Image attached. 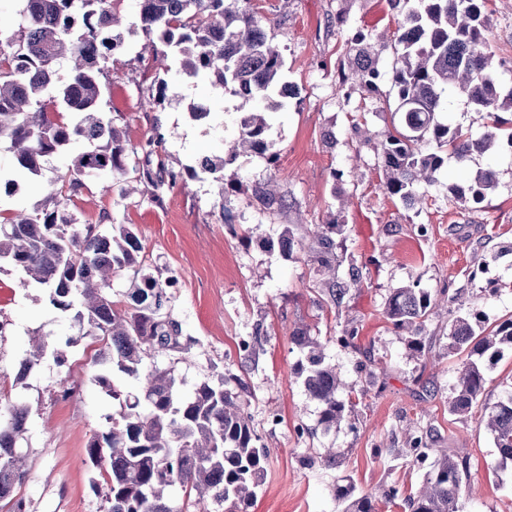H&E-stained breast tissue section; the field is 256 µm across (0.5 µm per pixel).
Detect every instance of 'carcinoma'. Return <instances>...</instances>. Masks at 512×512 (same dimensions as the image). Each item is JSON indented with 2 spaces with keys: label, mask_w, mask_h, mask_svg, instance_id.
I'll use <instances>...</instances> for the list:
<instances>
[{
  "label": "carcinoma",
  "mask_w": 512,
  "mask_h": 512,
  "mask_svg": "<svg viewBox=\"0 0 512 512\" xmlns=\"http://www.w3.org/2000/svg\"><path fill=\"white\" fill-rule=\"evenodd\" d=\"M17 15L0 8L8 23L0 24V145L11 153L13 167L0 173L10 187L14 176L38 178L53 158L72 144L85 149L65 172H56L41 206L29 213L0 210V271L21 274L20 286L36 284L55 310L72 316L94 346V383L120 407L119 417L105 416L102 430L86 448L88 465L103 473L91 488L102 496L104 512H182L172 505L175 489L195 496L201 512H251L268 461L251 418L241 403L247 384L238 375L219 374L198 385L190 395L181 390L174 367L144 368L146 357L189 353L182 342L181 324L169 313V289L175 275L160 278L144 268V246L127 224L102 216L97 224H81L68 202L81 195L86 183L108 172L159 191L204 174L224 184V169L240 155H259L268 162L272 124L262 111H250L240 122L239 135L224 145L219 156L203 157L195 167L175 169L165 163V134L154 129L132 157L123 132L99 110L103 88L102 63L121 45L115 30L124 19L115 0H20ZM240 0H140L141 29L160 45L164 62L181 57L182 73L204 79L221 92L245 102L262 100L266 108L283 106L286 89L298 88L281 80L283 59L262 27L261 19ZM487 0H391L397 10L396 58L389 73L396 89L390 111L392 130L381 141L385 171L383 190L408 209L421 210L426 194L421 187L436 180L445 159L463 161L495 146L505 122L498 113L512 114V88L505 90L491 71L492 54L485 32L489 25ZM380 49L364 36L350 48L348 72L342 83L352 89L377 91L381 78ZM67 68L66 79L59 68ZM149 103L176 99L166 80L154 81ZM464 95L478 112L494 114L479 138L462 125L439 119L443 95ZM496 172H476L467 188L454 187L458 198L480 204L495 187ZM249 198L267 210H280L288 200L271 182L249 187ZM336 225L319 224L299 233L283 225L277 240L268 241L288 256L298 250L323 279L326 302L340 307L350 288L360 284L355 264L347 278L337 279ZM133 271L130 288L112 289L113 279ZM434 306L431 293L419 284L392 289L384 314L394 328L407 332L413 353L429 355L423 331ZM290 340L303 355L297 375L319 406L318 426L328 434L348 421L343 391L349 384L338 367L326 360L331 339L320 340L307 327H298ZM512 349V317L489 329L456 316L448 329V351L466 354L456 368L449 411L467 418L479 414L498 452L497 467H512V391L494 403L484 399L486 371ZM60 364L66 352L45 337L32 339L21 358L14 385L23 383L47 354ZM129 379L139 393L127 390ZM22 402L0 405V512H29L19 490L28 473L21 444L29 417ZM409 451L417 461L428 459L432 437L417 430L409 434ZM468 484L467 460L442 450L432 471L407 497L408 512H459V499ZM336 500L348 502L343 512H379L375 499L353 497L351 485L336 486Z\"/></svg>",
  "instance_id": "obj_1"
}]
</instances>
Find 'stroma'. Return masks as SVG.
<instances>
[{
	"label": "stroma",
	"mask_w": 512,
	"mask_h": 512,
	"mask_svg": "<svg viewBox=\"0 0 512 512\" xmlns=\"http://www.w3.org/2000/svg\"><path fill=\"white\" fill-rule=\"evenodd\" d=\"M250 6L282 53L285 79L300 89L272 117L276 164L244 154L225 168L223 183L205 175L189 179L164 189L158 202L143 184L131 189L120 179L106 192L95 180L75 200L74 211L84 224L97 223L107 212L113 223L133 225L148 271L178 276L170 312L191 341L186 359L174 364L185 390L223 372L245 379V410L269 454L252 512H342L333 489L347 483L356 494L380 500L381 512H403L385 504L386 494L394 488L407 496L431 465L409 458L391 462L380 451L405 447L409 425L431 433L436 447L467 458L478 492L461 496L460 512H512V473H494L491 435L448 409L458 362L448 352L451 318L474 314L491 325L512 316V149L502 145L463 162L448 159L426 189L427 206L407 209L382 188L379 139L390 127V82L381 81L374 94L340 82L357 34L377 37L395 30L389 0H250ZM116 9L128 25L108 63L101 110L123 130L127 151L139 152L158 123L174 167L218 154L222 141L239 131L241 99L214 95L207 82L184 78L177 60H169L166 74L152 68V40L139 24V0H118ZM487 9L496 78L512 86V0H488ZM340 14L347 18L341 27ZM160 75L175 83L178 96L155 107L149 96ZM193 102L208 106L207 120L190 118ZM363 118L376 134L368 145L353 131L354 121ZM328 130L336 134L332 149L323 143ZM486 168L497 173L495 188L479 205L461 203L454 187L467 186ZM271 177L290 202L273 213L252 204L247 192ZM330 222L339 226L343 259L354 261L361 274L359 287L338 308L320 301V277L303 253L286 257L264 244L283 225ZM415 281L431 294L444 290L453 298L436 306L426 323L440 358L435 371L410 352L384 315L390 289ZM1 286L11 292L0 305V319L11 324L0 341V387L7 389L31 332L55 341L77 329L70 316L48 305L42 288H21L15 271L0 273ZM300 323L330 341L327 354L356 402L352 428L328 435L317 428L318 406L296 373L300 353L289 338ZM345 327L357 329L355 347L333 343ZM244 340L253 342L252 351L240 349ZM87 356L79 345L69 349L66 365L46 357L21 392L30 414L29 470L20 493L30 512L103 510L90 486L86 447L105 416L120 408L93 383ZM363 365L384 368V384L367 385L359 371ZM67 379L79 387L64 399L59 389ZM330 446L337 451L335 465H303L304 457Z\"/></svg>",
	"instance_id": "stroma-1"
}]
</instances>
